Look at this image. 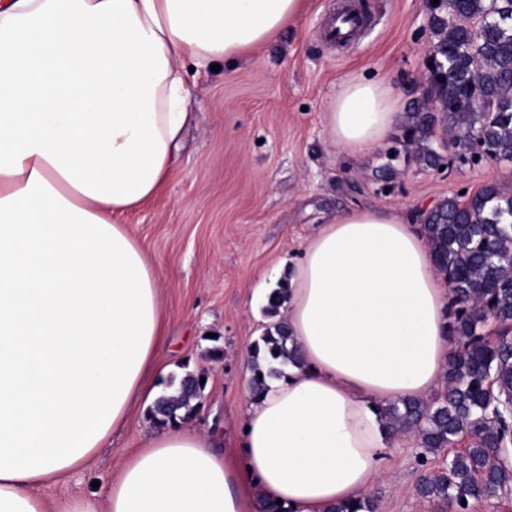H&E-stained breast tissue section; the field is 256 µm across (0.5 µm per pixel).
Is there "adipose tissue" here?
<instances>
[{
	"label": "adipose tissue",
	"instance_id": "1",
	"mask_svg": "<svg viewBox=\"0 0 512 512\" xmlns=\"http://www.w3.org/2000/svg\"><path fill=\"white\" fill-rule=\"evenodd\" d=\"M306 0H0V512H332L366 496L392 438L378 408L438 389L450 288L416 213L327 217L289 280L300 357L250 400L241 450L172 425L101 492L53 502L158 397L160 280L115 215L153 198L190 119L191 70L274 40ZM332 143L374 150L402 116L346 79Z\"/></svg>",
	"mask_w": 512,
	"mask_h": 512
}]
</instances>
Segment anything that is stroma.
<instances>
[{
    "instance_id": "stroma-1",
    "label": "stroma",
    "mask_w": 512,
    "mask_h": 512,
    "mask_svg": "<svg viewBox=\"0 0 512 512\" xmlns=\"http://www.w3.org/2000/svg\"><path fill=\"white\" fill-rule=\"evenodd\" d=\"M342 0H308L286 30L235 66L199 78L185 133L164 190L119 216L161 281L167 376L191 372L205 387L188 427L215 431L232 453L251 395L249 352L263 334L265 276L286 281L325 215L352 206L419 211L450 196L470 197L489 183L512 187V165L461 163L441 171L399 157L398 177H374L390 142L353 158L338 151L326 126L329 102L345 79H386L401 107L421 97L431 33L426 0H353L365 24L345 44L325 35ZM156 424L136 410L90 469L49 488L51 499L92 493L114 477L123 453L141 447ZM386 479L370 494L382 512H448L416 482L441 469L447 451L427 452L417 437L399 438Z\"/></svg>"
}]
</instances>
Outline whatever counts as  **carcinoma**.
<instances>
[{"label": "carcinoma", "mask_w": 512, "mask_h": 512, "mask_svg": "<svg viewBox=\"0 0 512 512\" xmlns=\"http://www.w3.org/2000/svg\"><path fill=\"white\" fill-rule=\"evenodd\" d=\"M433 94H422L405 113L401 135L380 168L390 182L392 161L406 152L416 164L438 170L440 149L452 148L472 163L512 164V0H438L429 12ZM437 271L451 290V335L443 394L428 402L407 399L384 408L390 432L416 434L429 452L464 444L446 467L422 476L417 493L468 512L470 501L492 498L512 484L501 462L512 439V337L494 341L484 332L493 320L512 326V190L491 183L467 202L448 196L418 213ZM288 284L268 296L275 317ZM288 324L273 323L251 348L250 391L257 398L280 366L299 363ZM172 393L155 401L159 424L185 419L199 397L200 377L187 372L171 379ZM334 512H380L378 500L364 497L339 504Z\"/></svg>", "instance_id": "obj_1"}]
</instances>
